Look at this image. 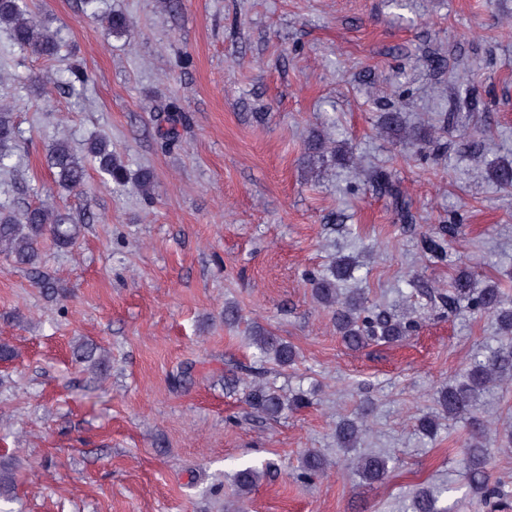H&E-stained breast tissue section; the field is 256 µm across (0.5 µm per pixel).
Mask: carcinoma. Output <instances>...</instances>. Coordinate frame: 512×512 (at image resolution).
<instances>
[{"mask_svg": "<svg viewBox=\"0 0 512 512\" xmlns=\"http://www.w3.org/2000/svg\"><path fill=\"white\" fill-rule=\"evenodd\" d=\"M100 22L112 34L124 35L130 25L128 17L120 12H108L100 17ZM0 28L7 31L13 45L18 49L44 57H53L61 49L58 31L52 21L38 16L30 10L25 0H0ZM22 137V131L14 121L13 113L0 109V166L11 156V146ZM308 153L316 156L330 154L331 157L345 158L348 150L337 145L331 147L323 135H312ZM97 165L105 179L117 186L133 183L136 190L145 195L154 189V175L148 169L140 170L135 177L130 174L123 162L112 153V145L105 137H92L85 144V154L77 156L65 140H59L49 150L50 167L56 170L59 182L67 189L80 188L86 178V161ZM490 178L498 185L512 186V162L502 161L490 169ZM456 225L448 224L438 228L436 235L423 239L425 250L442 255L445 252V237H453ZM79 234V226L65 222L64 216L50 206L31 207L17 215L0 205V256L17 267L36 274V284L46 295L53 296L56 289L45 276L37 273L39 245L46 239L59 248L71 247ZM352 264L346 257L336 258L329 272L309 278L313 298L319 304L333 310L336 334L350 349H359L371 341L398 342L408 337L414 329V322L405 320L386 311L374 313L369 310L363 297L357 294L344 295L340 285L351 277ZM442 302L454 311L466 306L479 317L492 316L498 329L507 336L508 342L488 348L469 364L465 373L458 379L443 384L436 392V404L440 413L450 420L463 418L472 426L473 442L463 458L470 486L479 489L487 497H498L504 490L490 481L488 466L493 448L486 440L484 421L478 415L479 404L489 386L497 381L512 378V306L503 298L497 285L482 288L475 284L468 271L462 270L454 279L448 293L440 295ZM252 344L261 355L272 359L281 367H288L297 358L295 349L280 337L265 329H257L251 336ZM76 360L89 369H99L105 363V356L90 345L76 352ZM246 402L256 413L268 418L281 414L287 405L303 407L309 403L304 393H297L288 399L278 391L264 384L255 383L249 387ZM366 414L363 411L342 419L336 425V443L350 450L359 442L365 430ZM392 457L382 454L360 456L356 460L359 478L369 484L384 478L389 470ZM326 460L315 452L306 455L303 462L304 479L311 474L324 471ZM263 468L246 466L232 475L233 484L239 497L246 498L260 483L265 471ZM15 487L12 469L0 466V498L7 499ZM448 492L446 486H428L415 491L410 512H448L438 507L439 498Z\"/></svg>", "mask_w": 512, "mask_h": 512, "instance_id": "cac0c4a2", "label": "carcinoma"}]
</instances>
